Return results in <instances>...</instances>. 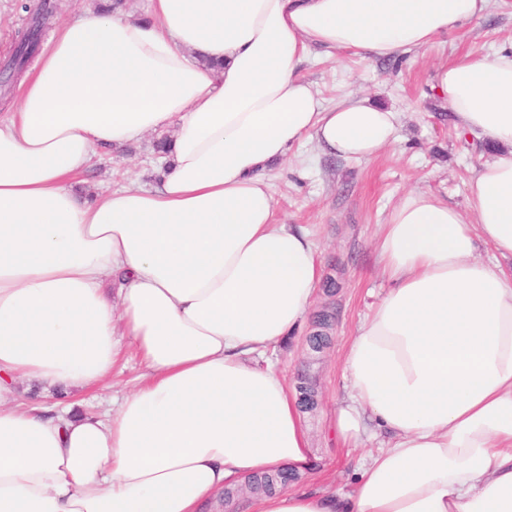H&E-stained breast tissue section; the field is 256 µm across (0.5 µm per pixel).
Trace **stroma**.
Here are the masks:
<instances>
[{"label":"stroma","instance_id":"35a3bbf8","mask_svg":"<svg viewBox=\"0 0 512 512\" xmlns=\"http://www.w3.org/2000/svg\"><path fill=\"white\" fill-rule=\"evenodd\" d=\"M510 46L512 0H493L482 18L440 35L424 50L371 60L348 51L320 53L302 66L303 76L316 84L324 105L358 94L400 112L401 149L383 151L368 162H352L323 157L308 143L274 164L269 173L276 219L311 226L322 244V275L335 282L333 295L318 291L310 307L315 314L327 306L334 314L323 349L311 351L306 336L300 335L287 338L276 352L289 387H296L304 376L318 390L317 408L300 415L315 464L299 474L294 487L351 490L360 464L377 450L373 443L344 447L331 430L336 407L345 396L342 362L350 338L386 288L375 268L374 234L411 191L433 193L468 212L466 185L481 157L438 118L432 78L439 65L462 54H491ZM158 139V134L148 133L112 149L82 175L79 192L90 200L104 189L131 182L152 188ZM143 372L137 359L125 357L105 386L77 395L76 400L84 412L104 414L114 398L136 387Z\"/></svg>","mask_w":512,"mask_h":512}]
</instances>
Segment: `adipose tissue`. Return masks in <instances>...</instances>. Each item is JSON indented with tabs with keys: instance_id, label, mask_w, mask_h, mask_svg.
<instances>
[{
	"instance_id": "obj_1",
	"label": "adipose tissue",
	"mask_w": 512,
	"mask_h": 512,
	"mask_svg": "<svg viewBox=\"0 0 512 512\" xmlns=\"http://www.w3.org/2000/svg\"><path fill=\"white\" fill-rule=\"evenodd\" d=\"M150 2L62 25L0 114V512H201L254 472L311 469L267 354L303 327L322 250L275 223L268 171L307 141L346 161L398 149L400 115L324 106L299 68L315 49L427 48L491 0ZM432 88L490 153L468 213L417 191L378 228L388 288L346 352L335 431L388 442L352 491L238 512H512V52L460 55ZM169 128L154 188L73 191L104 150ZM126 349L147 379L111 413L9 401L20 378L101 386Z\"/></svg>"
}]
</instances>
